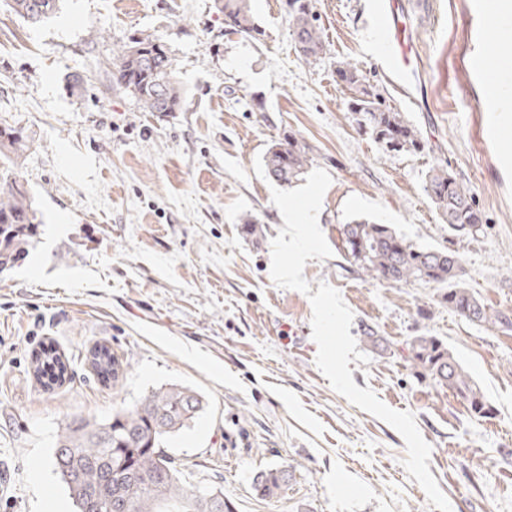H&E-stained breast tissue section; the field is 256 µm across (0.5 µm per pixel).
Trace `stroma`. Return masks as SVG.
<instances>
[{
    "mask_svg": "<svg viewBox=\"0 0 512 512\" xmlns=\"http://www.w3.org/2000/svg\"><path fill=\"white\" fill-rule=\"evenodd\" d=\"M394 2L413 70L402 90L379 59L376 0H316L325 53L313 64L295 50L285 0H251L259 41L231 33L213 0H63L38 26L0 0V124L31 139L22 166L0 157V175L28 192L40 220L26 255L0 270V512H43L50 498L76 512L51 464L62 425L108 419L171 384L205 406L163 447L195 488L222 489L232 512H436L402 465V436L317 368L308 297L270 276L284 221L262 163L288 130L332 178L318 216L332 255L308 260L303 276L311 289L335 287L354 314L350 333L369 357L350 363L354 383L414 414L452 512H512V329L457 315L441 285L365 280L340 249L341 224L392 225L459 254L467 287L512 313V110L489 117L485 84L465 70L478 43L472 2ZM496 4L478 44L512 60V0ZM139 32L174 57L182 111H142L113 84L112 58ZM341 61L406 113L429 150L386 154L357 132ZM439 162L475 197L473 236H451L424 192ZM248 218L262 238L243 236ZM368 330L382 349L368 347ZM421 335L452 349L494 416L472 415L419 375L408 344ZM98 342L123 362L117 386L87 360ZM46 344L69 362L51 391L30 372ZM271 466L291 479L264 499L251 482Z\"/></svg>",
    "mask_w": 512,
    "mask_h": 512,
    "instance_id": "35a3bbf8",
    "label": "stroma"
}]
</instances>
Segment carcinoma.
I'll return each mask as SVG.
<instances>
[{"label": "carcinoma", "instance_id": "cac0c4a2", "mask_svg": "<svg viewBox=\"0 0 512 512\" xmlns=\"http://www.w3.org/2000/svg\"><path fill=\"white\" fill-rule=\"evenodd\" d=\"M10 8L26 22L39 25L60 9L62 0H8ZM224 14V23L241 37L259 41L264 32L252 13L251 0H214ZM295 49L307 63L325 53L314 0H286ZM152 34L133 36L117 51L112 80L130 92L144 112H178L184 96L175 76L174 59L158 45ZM340 84L349 93L348 111L358 132L368 136L385 154H417L426 148L419 130L405 113L393 107L361 71L349 61L337 63ZM27 136L12 126H0V151L10 150L13 164ZM310 146L290 131L273 142L263 157L267 179L280 185L302 180L313 165ZM424 192L440 211L448 233L467 237L480 230L482 218L471 189L438 163L427 175ZM39 224L32 199L15 181L0 182V269L26 253L29 239ZM345 256L360 274L379 283H436L447 286L441 303L459 316L491 327L512 328V317L486 307L463 283V265L458 254L419 247L388 224L352 220L341 225ZM409 358L420 375L448 388L463 400L475 416L489 418L494 406L454 353L435 336H415L409 342ZM98 377L117 385L123 376L122 362L105 343L90 351ZM30 369L45 388L61 385L68 365L52 346H43L31 356ZM203 408L201 395L171 385L148 391L132 409H121L106 420L76 419L65 423L58 436L52 466L65 483L77 512H110L109 504L88 508L91 493L106 478H112V495L127 504L126 512H229L221 491L186 488L185 475L176 469L161 448L163 439L193 420ZM287 470L275 466L260 472L252 489L262 498L278 496L288 483Z\"/></svg>", "mask_w": 512, "mask_h": 512}]
</instances>
